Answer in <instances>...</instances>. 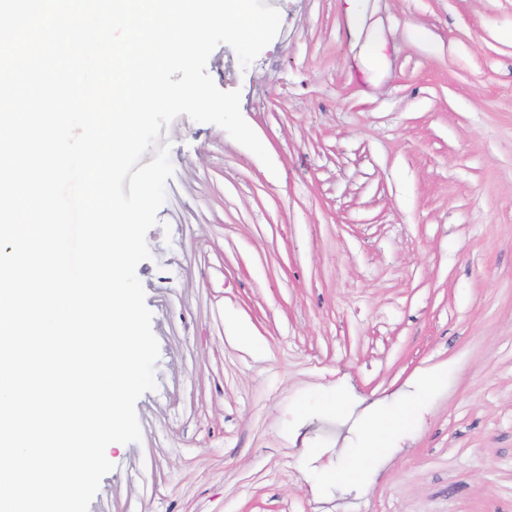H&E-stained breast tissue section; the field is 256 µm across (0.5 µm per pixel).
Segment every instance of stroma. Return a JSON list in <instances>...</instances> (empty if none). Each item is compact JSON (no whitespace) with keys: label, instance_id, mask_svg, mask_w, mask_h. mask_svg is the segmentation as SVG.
Masks as SVG:
<instances>
[{"label":"stroma","instance_id":"35a3bbf8","mask_svg":"<svg viewBox=\"0 0 512 512\" xmlns=\"http://www.w3.org/2000/svg\"><path fill=\"white\" fill-rule=\"evenodd\" d=\"M266 2L207 71L274 166L163 129L156 388L89 512H512V0Z\"/></svg>","mask_w":512,"mask_h":512}]
</instances>
